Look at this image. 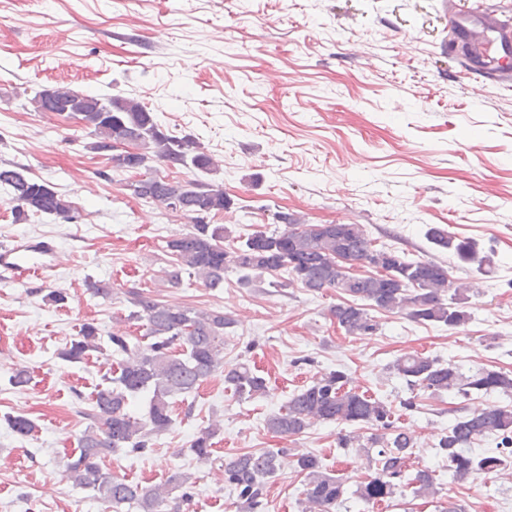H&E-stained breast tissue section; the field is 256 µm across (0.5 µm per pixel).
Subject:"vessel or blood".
I'll return each mask as SVG.
<instances>
[{"instance_id": "b4317fda", "label": "vessel or blood", "mask_w": 512, "mask_h": 512, "mask_svg": "<svg viewBox=\"0 0 512 512\" xmlns=\"http://www.w3.org/2000/svg\"><path fill=\"white\" fill-rule=\"evenodd\" d=\"M451 31L468 42L469 56L460 58L462 71L481 74L494 85L512 83V18L497 0H445ZM54 247L45 241H14L0 245V271L16 276L41 275L53 267Z\"/></svg>"}]
</instances>
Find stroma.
Masks as SVG:
<instances>
[{"label":"stroma","instance_id":"stroma-1","mask_svg":"<svg viewBox=\"0 0 512 512\" xmlns=\"http://www.w3.org/2000/svg\"><path fill=\"white\" fill-rule=\"evenodd\" d=\"M449 38L441 0H0V164L26 167L75 207L70 222L18 223L0 192V245L36 238L59 252L47 277L0 279V512H112L62 468L110 363L94 355L71 363L58 352L86 322L104 336L141 337L142 321L129 316L135 292L232 318L224 361L260 370L269 393L238 399L214 373L174 399L171 428L146 451L107 459L114 477L148 486L182 472L193 482L183 512H237L225 458L284 448L268 512H302L294 455L314 454L327 473L354 481L374 469L365 451L340 448L346 426L316 423L284 438L266 421L316 374L343 370L389 403L415 397L396 424L414 434L411 463L434 471L439 493L417 497L404 485L373 506L349 497L339 512H440L448 501L466 512H512V468L458 483L432 450L457 411L507 397L414 396L392 369L401 356L423 354L466 374L512 372V87L462 72L448 57ZM54 85L138 98L168 133L205 147L216 162L209 174L155 169L173 182L223 185L234 205L213 221L226 228L225 247L271 230L276 211L304 224H360L376 246L474 283L470 320L448 329L376 308L378 330L348 336L329 315L341 300L333 289L277 288L268 275L245 283L235 270L220 288L189 276L171 284L166 242L189 219L132 196V173L92 152L75 121L34 111V92ZM432 226L477 243L490 268L436 247L426 237ZM91 281L108 284L110 295L91 293ZM53 290L66 303L47 302ZM19 370L29 377L22 388L11 383ZM8 415L30 418L35 430L12 433ZM215 419L222 429L210 459L199 461L190 442Z\"/></svg>","mask_w":512,"mask_h":512}]
</instances>
